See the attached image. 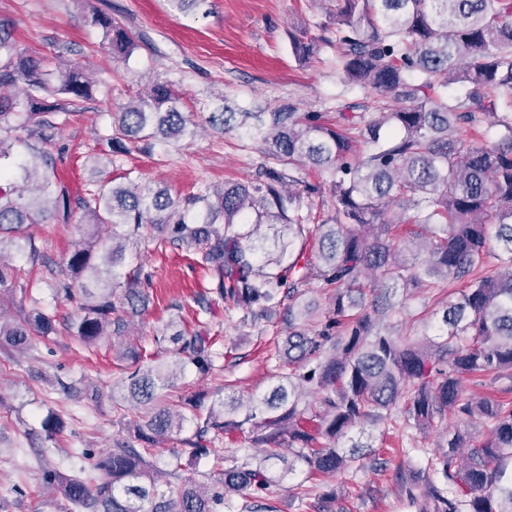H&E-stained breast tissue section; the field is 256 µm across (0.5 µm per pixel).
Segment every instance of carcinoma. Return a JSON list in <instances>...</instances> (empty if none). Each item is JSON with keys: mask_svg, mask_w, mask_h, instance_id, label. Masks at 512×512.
I'll use <instances>...</instances> for the list:
<instances>
[{"mask_svg": "<svg viewBox=\"0 0 512 512\" xmlns=\"http://www.w3.org/2000/svg\"><path fill=\"white\" fill-rule=\"evenodd\" d=\"M336 16L342 79L367 91L336 122L292 104L272 112L209 113L205 123L224 132L246 129L262 143L266 162L245 183L206 187L183 199L137 184L102 181L78 199L91 233L67 258L70 279L45 262L53 299L75 307L63 326L86 345L123 337L126 317L150 297L135 267L121 275L126 243L187 249L209 277L193 297L197 314L214 301L227 311L284 307L288 356L270 391L246 408L210 404L197 416L187 447L172 456L159 481L149 461L159 441L183 429L185 416L162 401L185 367L207 375L219 353L211 337L174 326L171 363L142 364L141 349L126 344L127 390L141 410L134 445L109 449L94 467L96 483L53 473L63 498L83 512H224L232 498L249 497L244 512H272L260 493L296 473L310 478L351 468L355 455L338 447L358 424L406 432L440 428L446 443L416 470L400 469L415 512H512V398L461 397L464 379L512 371V0H341ZM112 53L132 54L134 40L111 17L94 13ZM467 88L450 99L448 85ZM0 161L11 157L15 132L25 128L40 147L21 165L32 195L0 184V288L18 281L4 261L3 243L50 210L69 218V192L41 166L51 157L59 123L92 85L82 70L49 68L18 52L0 26ZM54 93L56 102L41 103ZM176 91L156 83L112 113V139L146 148L171 140L190 143L199 124L175 106ZM490 115L498 137L478 145L461 135ZM328 182L309 180V171ZM329 187L332 215L316 200ZM496 219L495 225L487 217ZM125 277L123 293L118 278ZM463 283L422 339L397 331L402 291L428 292ZM332 304L318 315L304 301L309 285ZM56 316L39 306L8 322L0 314V346L26 350L32 337L57 331ZM464 419L491 425L481 439L458 428ZM56 413L42 421L48 439L63 429ZM248 433L261 456L242 464L217 461L206 485L182 477V454L199 457L224 436ZM288 445L291 456L282 453Z\"/></svg>", "mask_w": 512, "mask_h": 512, "instance_id": "cac0c4a2", "label": "carcinoma"}]
</instances>
